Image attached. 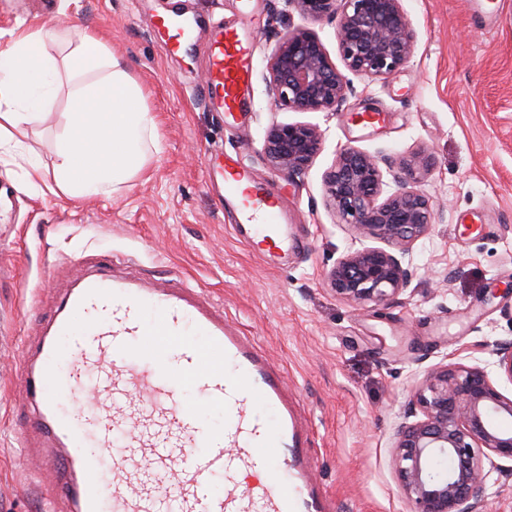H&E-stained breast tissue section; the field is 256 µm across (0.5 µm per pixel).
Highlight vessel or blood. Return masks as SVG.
Returning a JSON list of instances; mask_svg holds the SVG:
<instances>
[{
  "instance_id": "b4317fda",
  "label": "vessel or blood",
  "mask_w": 512,
  "mask_h": 512,
  "mask_svg": "<svg viewBox=\"0 0 512 512\" xmlns=\"http://www.w3.org/2000/svg\"><path fill=\"white\" fill-rule=\"evenodd\" d=\"M206 88L249 109L245 28L210 26ZM222 167L224 207L247 246H287L270 184L238 157ZM30 344L18 386L23 442L50 476V512H327L281 370L201 289L89 255ZM224 414L206 425L200 407Z\"/></svg>"
}]
</instances>
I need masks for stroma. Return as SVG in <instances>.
Listing matches in <instances>:
<instances>
[{
	"mask_svg": "<svg viewBox=\"0 0 512 512\" xmlns=\"http://www.w3.org/2000/svg\"><path fill=\"white\" fill-rule=\"evenodd\" d=\"M485 25L468 0H402L415 33L394 75L352 76L340 112L276 109L262 74L287 32H315L338 58L336 22L284 0H0V46L12 33L59 19L98 30L140 84L160 150L118 193L88 200L22 187L29 162H51L66 122L56 85L28 161L0 159V512H44L42 481L23 466L14 393L38 320L89 253L131 259L148 275H178L206 290L281 368L311 428L312 479L336 512H411L396 472L395 431L424 374L448 359L473 365L512 340V0ZM231 26L252 20L255 65L248 115L217 111L205 92L207 31L190 54L169 55L151 25L168 13ZM377 114L372 124L359 122ZM304 122L325 133L302 175L286 180L264 160L265 130ZM353 147L377 158L432 157L423 172L434 203L412 249V292L388 305L336 296L326 275L367 246L324 201V174ZM237 154L284 201L288 235L303 241L282 264L242 244L205 173L207 152Z\"/></svg>",
	"mask_w": 512,
	"mask_h": 512,
	"instance_id": "35a3bbf8",
	"label": "stroma"
}]
</instances>
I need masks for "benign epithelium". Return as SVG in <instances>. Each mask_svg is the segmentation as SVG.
I'll return each instance as SVG.
<instances>
[{
  "label": "benign epithelium",
  "mask_w": 512,
  "mask_h": 512,
  "mask_svg": "<svg viewBox=\"0 0 512 512\" xmlns=\"http://www.w3.org/2000/svg\"><path fill=\"white\" fill-rule=\"evenodd\" d=\"M302 14L336 19L338 52L348 71L386 78L407 65L414 32L401 0H286ZM272 104L284 111L340 112L354 92L349 79L318 36L295 30L281 39L266 67ZM322 131L295 122L271 125L262 151L269 166L289 180L304 173L319 154ZM431 165L419 152L396 163L386 180L377 158L342 149L325 175L327 204L341 223L364 238L400 246L350 249L327 274L341 299L388 305L411 282L410 245L431 225V198L418 188V172ZM482 365L450 362L424 377L397 431L395 461L413 512H479L488 490L512 461V396L493 376L512 383V343L496 341Z\"/></svg>",
  "instance_id": "benign-epithelium-1"
}]
</instances>
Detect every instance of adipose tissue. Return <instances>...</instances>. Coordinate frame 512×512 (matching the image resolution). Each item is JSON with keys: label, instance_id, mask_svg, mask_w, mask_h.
<instances>
[{"label": "adipose tissue", "instance_id": "obj_1", "mask_svg": "<svg viewBox=\"0 0 512 512\" xmlns=\"http://www.w3.org/2000/svg\"><path fill=\"white\" fill-rule=\"evenodd\" d=\"M66 38L70 51L56 61L47 43ZM68 82L65 129L54 142L50 175L31 165L27 185L43 181L53 194L89 199L120 191L158 149L155 120L139 83L96 32L43 25L13 36L0 49V154L24 158L29 131L43 123L36 92L58 74Z\"/></svg>", "mask_w": 512, "mask_h": 512}]
</instances>
